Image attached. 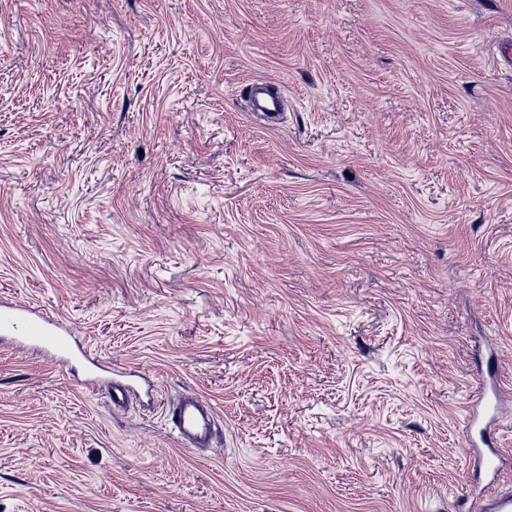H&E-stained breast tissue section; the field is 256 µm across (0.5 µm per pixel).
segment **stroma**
<instances>
[{
	"instance_id": "stroma-1",
	"label": "stroma",
	"mask_w": 512,
	"mask_h": 512,
	"mask_svg": "<svg viewBox=\"0 0 512 512\" xmlns=\"http://www.w3.org/2000/svg\"><path fill=\"white\" fill-rule=\"evenodd\" d=\"M506 42L512 0H0V305L97 356L0 337V512H466L491 351L512 485ZM248 100L254 112L261 111L268 117L277 116L282 110V96L270 89L269 83L255 81L248 85ZM166 420L182 445L191 448L210 446L214 433V414L207 402L190 394L165 408Z\"/></svg>"
}]
</instances>
